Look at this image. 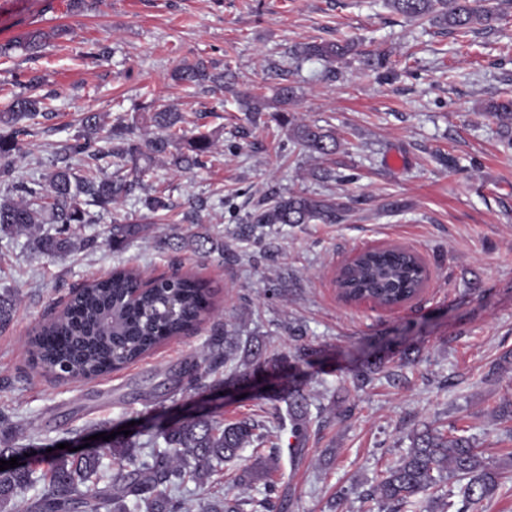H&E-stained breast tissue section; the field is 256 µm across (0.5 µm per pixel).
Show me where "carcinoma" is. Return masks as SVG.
<instances>
[{"label": "carcinoma", "instance_id": "cac0c4a2", "mask_svg": "<svg viewBox=\"0 0 512 512\" xmlns=\"http://www.w3.org/2000/svg\"><path fill=\"white\" fill-rule=\"evenodd\" d=\"M488 0H387L386 6L411 20L435 19L451 29L488 27L497 19ZM63 30L35 29L14 42L0 44V57H10L16 49L35 50ZM349 52V46L336 42H311L294 49L297 58H317L332 64ZM173 79L187 86L207 83L233 87L235 76L229 70L214 73L203 59L177 65ZM42 77L33 75L19 81L24 91L9 108L0 112V178H9L22 138L30 135L28 122L44 115V97L36 94ZM503 128L507 146L512 148V99L488 107ZM142 121L154 128L143 137L136 126L121 116L107 125L105 117L87 112L80 130L61 144L57 159L44 182H17L0 197V239L21 234L30 236L35 252L65 256L96 246L93 238H81L72 231L77 224H94L102 213L112 212V204L145 186L153 165L164 159L183 172L205 166L212 140L204 133L191 136L182 132L183 116L173 107L152 104ZM293 139L309 154L327 155L336 149V138L327 129L314 125L292 127ZM182 147H177V144ZM95 167L96 174L79 176L73 160ZM114 168L112 173L107 169ZM98 208L93 213L90 208ZM336 222V200L316 198L304 192L278 194L270 203L248 216L250 224H310ZM152 233V225L129 218L112 217L104 231L106 242L119 248ZM172 250L190 248L210 256L224 257V242L208 234L183 236L177 232L161 241ZM425 280V268L409 250L377 248L358 254L344 264L336 278L339 292L347 299H370L392 308L412 299ZM211 291L206 283L186 274L175 273L143 284L133 269H116L112 274L72 290L64 310L40 324L31 339V356L42 369H65L81 376H104L138 361L158 344L180 336L200 324L210 308ZM15 300L0 293V327L9 324L15 313ZM230 365L225 378L206 379L221 364ZM286 355H266L262 343L241 339L236 329L224 330V357L189 373V388L219 389L244 382L262 372L275 373L288 367ZM262 398L285 404L279 413L281 427L289 428L294 443L292 457L302 453L308 441L311 403L302 385L272 389ZM11 420L0 415V457H24L30 451L12 440ZM264 441L258 425L247 420L224 423L213 412L202 410L179 419L151 417L138 430L116 435L104 448H88L78 453H43L39 462L46 466L49 481L40 493L23 497L34 483L27 466L0 471V512H8L22 501V512H190L182 494L185 483L195 480L203 486L217 468L238 459L246 448H257ZM116 462L112 478L99 486L97 475L102 452ZM280 468V453L242 468L239 481L244 485L264 482V497L257 501L261 512H287V503L271 479ZM455 480L458 491L444 497L439 490ZM504 472L490 464L470 437L451 430L426 426L411 436L410 447L388 466L377 483L365 494L377 512H435L438 505L448 512H481ZM249 501L224 498L199 501L198 512H244Z\"/></svg>", "mask_w": 512, "mask_h": 512}]
</instances>
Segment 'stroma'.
Segmentation results:
<instances>
[{"label":"stroma","mask_w":512,"mask_h":512,"mask_svg":"<svg viewBox=\"0 0 512 512\" xmlns=\"http://www.w3.org/2000/svg\"><path fill=\"white\" fill-rule=\"evenodd\" d=\"M493 27L467 33L437 21H411L381 0H0V43L34 28L63 26L35 54L0 59V108L38 74L52 119H37L11 181L39 179L85 112L140 119L153 98L185 116L190 132L210 134L204 168L184 174L157 164L146 189L119 213L145 215V196L163 193L169 210L154 231L123 249L102 244L63 258L31 251L24 236L0 240V287L15 292L13 321L0 328V413L21 424L18 441L37 451L79 447L101 426L148 416L174 419L205 406L227 422L249 419L268 432L243 461L287 448L272 403L256 394L216 400L187 390L183 370L223 351L225 329L258 336L291 356L289 379L302 382L318 409L304 454L272 478L288 512H367L362 495L426 425L466 430L506 478L483 512H512V436L496 415L512 400V150L487 104L512 97V5ZM351 39L356 53L327 67H287L297 44ZM388 54L380 77L362 54ZM232 70V89L179 86L173 68L196 59ZM295 86L288 108L298 124L331 130L336 149L300 150L275 120L277 88ZM266 108L247 124L237 94ZM246 127L248 136L236 135ZM327 168L340 181L322 182ZM290 191L331 195L344 206L332 224H274L240 237V219L260 200ZM203 204L201 225L188 219ZM205 227L223 238V256L162 247L166 236ZM396 246L421 259L426 279L394 308L344 301L339 267L371 247ZM131 267L147 278L190 274L211 289V310L194 330L136 363L90 381L62 382L34 368L28 340L58 313L70 291ZM302 327L303 336L291 330ZM313 357L295 360L299 348ZM412 349L414 360L401 359ZM383 365L369 382L354 375Z\"/></svg>","instance_id":"stroma-1"}]
</instances>
